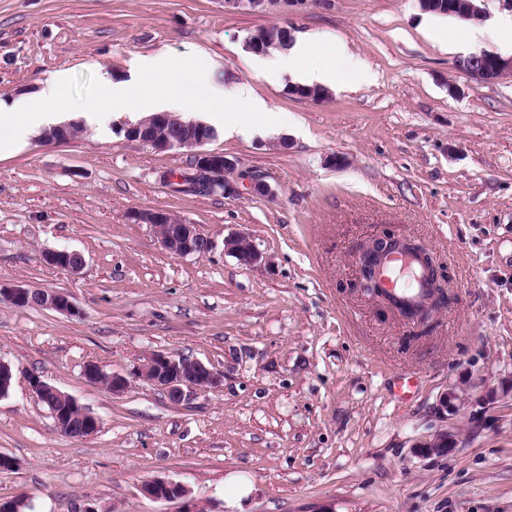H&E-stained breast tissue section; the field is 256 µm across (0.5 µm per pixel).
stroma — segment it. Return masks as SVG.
Returning a JSON list of instances; mask_svg holds the SVG:
<instances>
[{"label": "stroma", "instance_id": "1", "mask_svg": "<svg viewBox=\"0 0 512 512\" xmlns=\"http://www.w3.org/2000/svg\"><path fill=\"white\" fill-rule=\"evenodd\" d=\"M465 44L434 40L462 21L417 0H307L288 14L228 13L224 0H0V100L25 101L65 82L52 116L95 106L78 137L54 142L0 128V284L58 290L76 315L0 300V361L15 370L0 396V500L28 512H179L145 498L165 478L213 512H233L224 480L247 476L242 512H512V79L485 83L458 62L512 55L491 30L512 16L482 0ZM294 27L298 39L343 44L373 81H342L326 98L289 94L248 53L249 32ZM176 71L183 116L207 121L214 89L250 83L268 111L210 151L261 174L277 192L234 197L173 191L190 155L119 134L130 113L101 94L104 78ZM138 210L197 225L217 248L167 252ZM424 243L448 270L447 302L427 324L363 293L358 254L382 230ZM232 231L267 258L224 252ZM85 258L72 274L40 252ZM222 372L215 391L176 403L134 380L115 395L86 364L132 377L153 353ZM37 375L100 420L62 433L29 384ZM414 378L411 399L395 393ZM455 389L457 410L436 412ZM497 391L484 409L486 390ZM449 429L457 445L424 457L414 445Z\"/></svg>", "mask_w": 512, "mask_h": 512}]
</instances>
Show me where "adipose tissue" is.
<instances>
[{"label": "adipose tissue", "instance_id": "obj_1", "mask_svg": "<svg viewBox=\"0 0 512 512\" xmlns=\"http://www.w3.org/2000/svg\"><path fill=\"white\" fill-rule=\"evenodd\" d=\"M313 44L306 41H295L283 53L277 54L268 62L269 71L273 74L288 73L307 85L332 86L336 81L337 65H344L347 72L355 79L368 81L370 73L366 72L362 60L349 52H337L336 48L325 50L327 63L319 71L312 72L306 69L307 58L314 52ZM106 93L112 97L117 108L130 113H150L167 106L183 107L185 96L177 85H169L167 91L160 96H151L144 91V82L140 79H129L119 83L106 81Z\"/></svg>", "mask_w": 512, "mask_h": 512}]
</instances>
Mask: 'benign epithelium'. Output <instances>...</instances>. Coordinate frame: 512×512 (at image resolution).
<instances>
[{
	"mask_svg": "<svg viewBox=\"0 0 512 512\" xmlns=\"http://www.w3.org/2000/svg\"><path fill=\"white\" fill-rule=\"evenodd\" d=\"M480 0H464L463 7L448 6V14L461 19H469L481 14ZM460 68L472 79L480 82H494L512 78V57L491 54L484 51L472 53L460 61ZM176 121L171 112H153L151 115L125 126L127 140L141 141L139 130L144 126H168ZM210 137L196 131L182 134L172 139L162 138L153 141L154 147L160 150L183 149L191 153L195 159L197 172L206 177L212 187L224 186V195L234 196L239 192V181H248L252 193L264 196L274 194L272 187L257 175H246L238 170V161L223 154L204 149ZM133 219L153 227L165 250L177 256L196 255L205 257L216 249V243L203 235L194 224L183 222L170 223V215L159 211H137ZM406 238L385 232L375 237L366 245L359 257L360 274L364 291L377 300H383L384 289L376 276H367V272L376 271V267L366 266V254L371 257L383 256L402 249ZM423 261L434 269L436 286L444 288L448 276L443 274L436 257L423 245H418ZM224 251L234 256L240 263L248 266L267 262V258L256 247L251 236L246 232H234L224 237ZM42 261L51 267L70 273L79 272L85 259L82 254L69 249L46 248L41 251ZM5 298L17 307L36 306L55 310L70 315L76 314L70 297L58 291L41 288L0 286V299ZM85 378L94 384H100L120 394L132 386L137 379H143L165 390L174 402L189 401L195 395L218 389L222 385V373L207 366L197 359L176 357L164 353L151 354L146 363L139 368L133 377L121 374H107L94 363L84 368ZM30 385L39 398L54 406L63 403L64 408L53 411L57 426L64 434H69L74 421L83 422L82 430L86 435H93L98 429L99 419L88 408L69 394L60 391L39 377L30 379ZM455 446V438L448 430L442 429L432 436L415 444L423 455L445 454ZM140 491L146 498L155 501L181 500L180 512H208V505L194 499L190 490L181 485L164 479H156L144 483Z\"/></svg>",
	"mask_w": 512,
	"mask_h": 512,
	"instance_id": "obj_1",
	"label": "benign epithelium"
}]
</instances>
